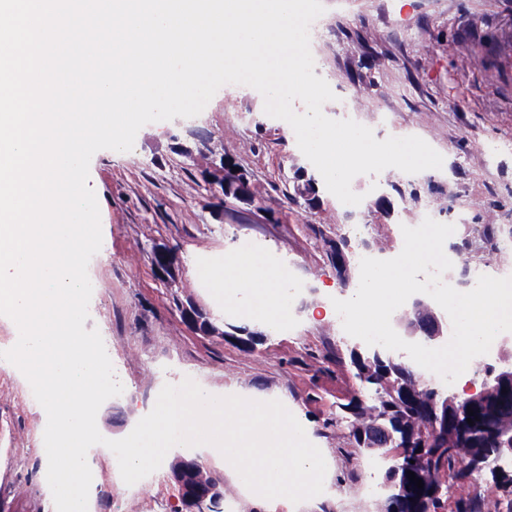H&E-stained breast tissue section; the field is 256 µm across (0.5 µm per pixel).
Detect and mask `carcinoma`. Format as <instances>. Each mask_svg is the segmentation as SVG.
<instances>
[{
	"mask_svg": "<svg viewBox=\"0 0 512 512\" xmlns=\"http://www.w3.org/2000/svg\"><path fill=\"white\" fill-rule=\"evenodd\" d=\"M320 183L307 160H300L295 196L312 209L320 207ZM325 245L326 254L336 256V269L343 281L360 275L356 266L342 263L339 243L327 240ZM184 306L195 313L193 330L201 336L208 335L212 322L209 311L191 296L178 304L180 308ZM421 319L420 309L409 304L394 320L398 334L411 340ZM226 336L234 337L245 351L253 350L260 340L255 327L229 322L221 334ZM351 360L357 376L374 394L360 391L341 405L352 419L348 440L378 462L381 485H396L402 490L401 512H444V503L433 499L429 491L445 484L450 473L467 479L492 465L496 483L512 485V467L499 465L512 460V397H503L495 388L467 397L446 394L426 385L421 374L396 355L378 359L368 351H354ZM469 408L478 416L471 425L467 423ZM420 447L433 456L432 468L426 473L410 464ZM168 469L177 489L173 512H186L191 497L205 498L208 512H224L226 480L221 469L204 464L197 471L180 452L171 454ZM410 471L423 481V488L411 483Z\"/></svg>",
	"mask_w": 512,
	"mask_h": 512,
	"instance_id": "cac0c4a2",
	"label": "carcinoma"
}]
</instances>
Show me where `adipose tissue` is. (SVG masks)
Segmentation results:
<instances>
[{
	"label": "adipose tissue",
	"mask_w": 512,
	"mask_h": 512,
	"mask_svg": "<svg viewBox=\"0 0 512 512\" xmlns=\"http://www.w3.org/2000/svg\"><path fill=\"white\" fill-rule=\"evenodd\" d=\"M283 274L256 265L252 260L230 258L212 276L217 298L236 308L242 321L261 323L289 315Z\"/></svg>",
	"instance_id": "obj_1"
}]
</instances>
